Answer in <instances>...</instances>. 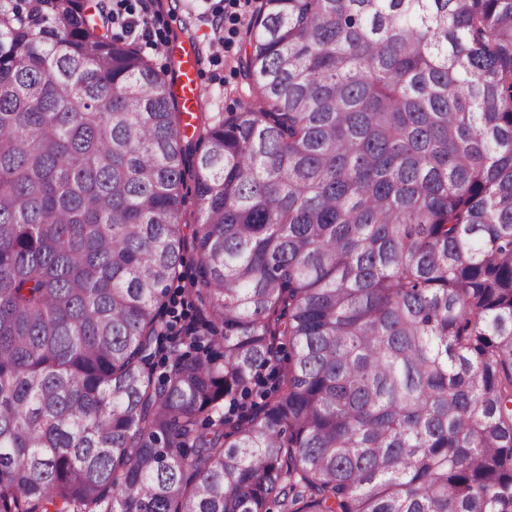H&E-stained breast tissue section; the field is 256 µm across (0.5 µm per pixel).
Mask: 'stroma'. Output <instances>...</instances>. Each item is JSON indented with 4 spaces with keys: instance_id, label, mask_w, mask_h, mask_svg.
Masks as SVG:
<instances>
[{
    "instance_id": "1",
    "label": "stroma",
    "mask_w": 512,
    "mask_h": 512,
    "mask_svg": "<svg viewBox=\"0 0 512 512\" xmlns=\"http://www.w3.org/2000/svg\"><path fill=\"white\" fill-rule=\"evenodd\" d=\"M144 1L151 6L153 23L151 43L144 46L142 52L156 69L167 68V46L184 31L183 21L191 20V28L187 31L193 42L204 50L201 101L206 112L221 116L255 103L254 94L238 70V59L245 49L243 37L251 20L250 14L232 16L230 10L224 7L225 0H128V4L136 10ZM217 20L224 28L235 31L231 42L220 48L213 45L218 36L213 26Z\"/></svg>"
}]
</instances>
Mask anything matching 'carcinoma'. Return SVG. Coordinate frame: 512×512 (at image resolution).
I'll return each instance as SVG.
<instances>
[{
  "mask_svg": "<svg viewBox=\"0 0 512 512\" xmlns=\"http://www.w3.org/2000/svg\"><path fill=\"white\" fill-rule=\"evenodd\" d=\"M110 23L0 0V512H512V0H260L190 139ZM182 193L184 195V203L182 205L183 221L187 222V224L199 223L195 197L194 173H192L191 169L185 175V186ZM197 265L198 256L196 251L193 250L192 248H188L183 255V264L181 267H179V271L184 276V279L181 282L175 280L171 284L169 292L170 296L174 297L176 300V303L174 305L175 313L173 315L178 316L180 318L179 319L175 317L174 319L170 320L167 323L166 331L170 336H179L185 327V324H183L181 320L187 324L195 314L193 310H190L186 306V299L181 290L182 288L180 287L185 286L187 288L189 286L192 277H195L196 275ZM179 292H182V294H180Z\"/></svg>",
  "mask_w": 512,
  "mask_h": 512,
  "instance_id": "cac0c4a2",
  "label": "carcinoma"
}]
</instances>
